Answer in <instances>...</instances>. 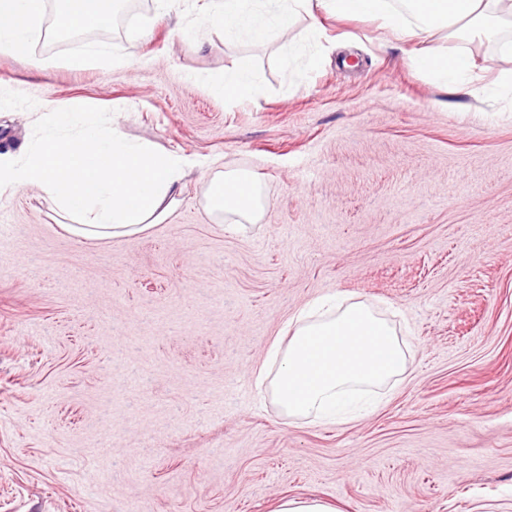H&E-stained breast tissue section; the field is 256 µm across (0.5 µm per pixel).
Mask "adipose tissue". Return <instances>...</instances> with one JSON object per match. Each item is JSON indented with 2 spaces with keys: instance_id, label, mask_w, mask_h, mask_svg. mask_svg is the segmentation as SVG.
Returning <instances> with one entry per match:
<instances>
[{
  "instance_id": "adipose-tissue-1",
  "label": "adipose tissue",
  "mask_w": 512,
  "mask_h": 512,
  "mask_svg": "<svg viewBox=\"0 0 512 512\" xmlns=\"http://www.w3.org/2000/svg\"><path fill=\"white\" fill-rule=\"evenodd\" d=\"M57 26L64 32L107 27L112 0H61ZM323 9L339 16L365 15L381 20L406 40L432 32L465 34L482 40L512 23V0H208L206 19L220 25L225 38L246 34L262 40L288 32L296 15ZM45 0H0V50L26 46L42 20ZM411 66L448 83L471 77V56L420 49ZM188 158L158 154L88 129L58 145L47 139L22 160L0 154V187L35 186L68 219L73 235L109 239L129 237L160 223L178 202L190 173ZM205 202L216 221L226 215L256 222L262 213L261 189L246 170H216L208 175ZM288 340L268 351L279 368L272 382L277 403L292 418L335 417L356 398L359 388L379 387L407 370V347L396 328L371 306L336 298L316 300L288 321Z\"/></svg>"
}]
</instances>
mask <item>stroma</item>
<instances>
[{
    "mask_svg": "<svg viewBox=\"0 0 512 512\" xmlns=\"http://www.w3.org/2000/svg\"><path fill=\"white\" fill-rule=\"evenodd\" d=\"M0 52V152L39 146L66 105L102 133L244 169L259 222L216 223L207 181L145 232L70 234L47 196L0 190V512H512V88L500 37L469 83L411 67L380 20L300 15L225 39L197 8ZM127 66L82 63L92 42ZM242 58L240 98L209 85ZM402 329L403 380L346 420L291 419L267 349L324 296ZM268 380L257 383L258 372ZM327 504L316 498H282L275 512H332Z\"/></svg>",
    "mask_w": 512,
    "mask_h": 512,
    "instance_id": "1",
    "label": "stroma"
}]
</instances>
